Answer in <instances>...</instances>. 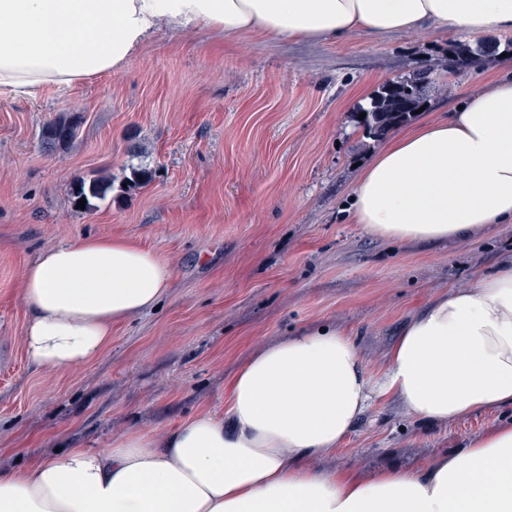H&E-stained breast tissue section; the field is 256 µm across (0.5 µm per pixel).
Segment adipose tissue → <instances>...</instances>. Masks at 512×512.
Listing matches in <instances>:
<instances>
[{
  "label": "adipose tissue",
  "instance_id": "1",
  "mask_svg": "<svg viewBox=\"0 0 512 512\" xmlns=\"http://www.w3.org/2000/svg\"><path fill=\"white\" fill-rule=\"evenodd\" d=\"M330 40L457 28L512 31V0H0V91L64 89L127 68L161 29ZM369 234L447 241L512 223V80L385 145L351 191ZM172 268L124 239L40 251L24 274L26 347L42 367L91 362L114 324L155 308ZM456 420L512 404V262L415 313L371 374L352 333L283 337L229 380L223 414L163 442L127 432L100 450L0 469V512H512V423L418 470L316 471L375 401Z\"/></svg>",
  "mask_w": 512,
  "mask_h": 512
}]
</instances>
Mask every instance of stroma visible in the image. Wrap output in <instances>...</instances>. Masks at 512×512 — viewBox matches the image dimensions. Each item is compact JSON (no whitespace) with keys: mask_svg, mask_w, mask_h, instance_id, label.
<instances>
[{"mask_svg":"<svg viewBox=\"0 0 512 512\" xmlns=\"http://www.w3.org/2000/svg\"><path fill=\"white\" fill-rule=\"evenodd\" d=\"M458 42L496 55L449 74ZM432 70L441 86L414 122L512 79V33L351 32L329 41L208 30L165 33L123 71L33 97L0 91V469L98 450L131 430L163 441L220 412L229 377L284 336L352 331L381 372L409 317L512 259V224L467 239L398 242L366 233L346 207L360 166L380 149L353 118L386 80ZM80 116L78 138L48 151L43 127ZM151 179L127 182L138 169ZM108 176L97 208H74L73 179ZM87 235L125 238L173 268L155 309L113 326L95 361L35 365L25 349V269ZM512 421L483 410L424 426L400 400L373 403L318 471L368 477L422 469Z\"/></svg>","mask_w":512,"mask_h":512,"instance_id":"obj_1","label":"stroma"}]
</instances>
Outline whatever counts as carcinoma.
<instances>
[{
  "mask_svg": "<svg viewBox=\"0 0 512 512\" xmlns=\"http://www.w3.org/2000/svg\"><path fill=\"white\" fill-rule=\"evenodd\" d=\"M496 48L484 43L476 46L457 44L453 49V58L448 64V71L466 66L483 57H490ZM435 79L428 69H417L395 80L381 84L369 100L354 114L356 123L364 129L366 136L374 141L384 138L395 128L407 123L412 113L425 106L430 99ZM366 117L359 118L360 113ZM80 121L75 117L59 118L46 124L41 133L44 148L52 150L73 142L78 134ZM112 190V178L100 176L89 181L78 179L70 186L73 205L85 199V209L96 207L94 201L103 200Z\"/></svg>",
  "mask_w": 512,
  "mask_h": 512,
  "instance_id": "cac0c4a2",
  "label": "carcinoma"
}]
</instances>
